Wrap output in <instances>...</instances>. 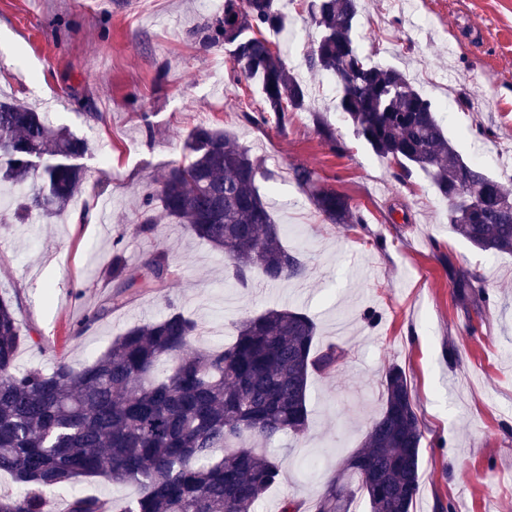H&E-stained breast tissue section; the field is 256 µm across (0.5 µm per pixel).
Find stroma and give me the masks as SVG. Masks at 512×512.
Returning <instances> with one entry per match:
<instances>
[{"instance_id":"35a3bbf8","label":"stroma","mask_w":512,"mask_h":512,"mask_svg":"<svg viewBox=\"0 0 512 512\" xmlns=\"http://www.w3.org/2000/svg\"><path fill=\"white\" fill-rule=\"evenodd\" d=\"M309 4H280L288 39L278 49L309 92L308 110L289 113L281 130L245 121L261 106L259 89L235 83L228 50L202 42L217 12L201 0H0V46L10 53L0 94L88 143L86 178L62 214L17 224L13 205L0 208V294H19L31 336L17 365L92 361L127 328L172 308L197 321L200 347L223 346L242 317L296 308L315 321L316 344L339 345L345 359L334 376L310 378L309 429L277 443L283 477L258 512H279L287 496L313 503L336 479L339 456L361 449L381 413L394 364L424 434L414 512H512V255L473 249L449 228L448 203L429 178L415 170L396 179L395 165L355 136L335 85L308 66ZM352 36L372 61L405 70L438 105L460 154L512 189V0H361ZM320 119L344 153L325 144ZM202 123L263 159L271 177L259 190L306 279L244 288L226 280L223 253L182 225L162 219L154 237L134 233L147 185ZM296 165L349 198L365 224L324 221L292 180ZM116 246L127 277L140 279L159 247L176 276L95 321L113 291ZM452 264L485 278L488 304L458 300Z\"/></svg>"}]
</instances>
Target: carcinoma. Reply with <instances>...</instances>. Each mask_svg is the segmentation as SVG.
<instances>
[{
    "label": "carcinoma",
    "mask_w": 512,
    "mask_h": 512,
    "mask_svg": "<svg viewBox=\"0 0 512 512\" xmlns=\"http://www.w3.org/2000/svg\"><path fill=\"white\" fill-rule=\"evenodd\" d=\"M318 37L311 69L334 79L338 108L355 135L392 160L402 179L422 171L448 200V225L473 248L512 254V190L478 160H466L448 138L435 106L401 71L358 52L352 30L358 0H313ZM278 0H224L222 15L203 28L204 42L230 48L236 81L258 83L263 108L245 119L283 128L288 113L306 107L308 90L274 50L268 34L283 28ZM84 139L17 101L0 100V181L30 183L15 220L65 211L84 180L73 163ZM269 178L261 159L229 132L200 125L187 136L179 161L161 171L144 194L134 226L155 233V209L194 237L224 251L234 283L252 274L268 283L301 280L307 267L283 243L284 229L258 187ZM292 179L308 192L329 224H364L361 210L318 186L313 170L296 166ZM469 192L479 199L464 206ZM140 281L124 275L112 254L111 306L129 303L131 288L157 291L173 275L162 247L143 263ZM460 299H486L480 274L448 266ZM199 325L175 309L129 327L110 348L80 367L61 358L50 371L16 367L27 341L13 300L0 298V473L26 486L0 492V512H52L68 493L65 512H112L101 496L71 491L81 478L133 485L122 512H255L279 482L281 460L266 445L308 428L312 375L331 377L344 350L315 347L316 325L306 313L270 308L241 319L223 349L196 348ZM382 412L362 449L339 460L343 477L327 486L315 512H349L359 491L370 512H412L420 486L423 431L405 372L394 366L384 380Z\"/></svg>",
    "instance_id": "cac0c4a2"
}]
</instances>
